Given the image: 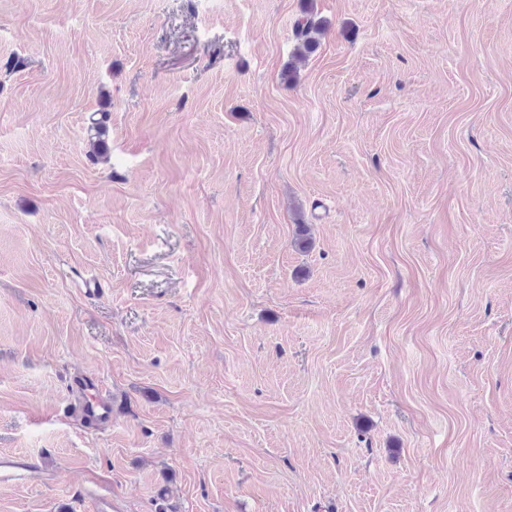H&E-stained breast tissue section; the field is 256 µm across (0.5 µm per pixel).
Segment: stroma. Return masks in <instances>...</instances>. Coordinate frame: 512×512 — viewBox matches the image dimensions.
Wrapping results in <instances>:
<instances>
[{
    "instance_id": "stroma-1",
    "label": "stroma",
    "mask_w": 512,
    "mask_h": 512,
    "mask_svg": "<svg viewBox=\"0 0 512 512\" xmlns=\"http://www.w3.org/2000/svg\"><path fill=\"white\" fill-rule=\"evenodd\" d=\"M304 6L0 0V512H512V0ZM313 12V3L310 2L295 28V37L300 40L298 47L300 59L306 58L317 49L320 45V37L323 35L322 23L320 19H315ZM109 120L110 111L108 109L98 110L90 120L87 153L94 160L102 159L107 154L106 137L108 135ZM82 411L96 422L107 423L112 419V398L104 399L98 396L92 401H83ZM34 462L27 456L14 453L0 455V484L12 485L29 481L35 474Z\"/></svg>"
}]
</instances>
